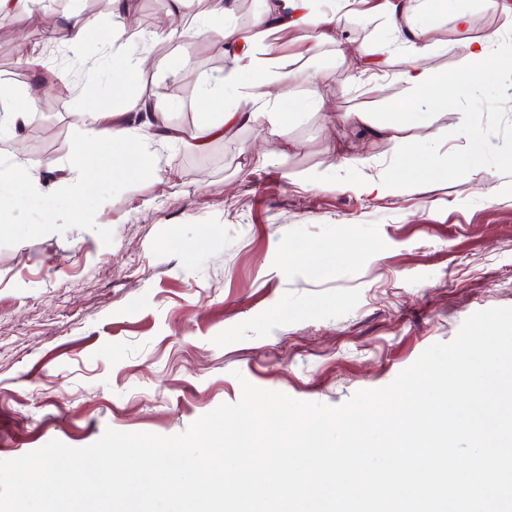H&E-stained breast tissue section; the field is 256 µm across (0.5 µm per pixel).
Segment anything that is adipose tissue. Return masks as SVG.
Here are the masks:
<instances>
[{
    "mask_svg": "<svg viewBox=\"0 0 512 512\" xmlns=\"http://www.w3.org/2000/svg\"><path fill=\"white\" fill-rule=\"evenodd\" d=\"M186 0H170L167 28L154 33L160 42L175 36L195 32L212 33L223 38L234 60L224 77L204 82L201 99L209 105L223 102L225 91H233L235 107L225 113L222 122L207 124L193 130L167 126L154 110L151 99L139 93H128L127 88L136 76L150 67L152 57L148 47L121 46L112 55L110 82L113 95L122 99L115 110H100L93 114L77 113V122L93 121L94 126L82 139L76 153L63 167L66 180L75 187H90L105 180L112 169L101 166L89 170L85 158L94 148H111L120 162L123 173L140 175L149 172L155 156L144 143L151 136L161 141L174 140L189 147L203 145L211 138L221 136L224 128L236 124H270L280 136H287L293 121L306 107H317L314 99L306 101L294 97L288 89V72L278 70L273 56H253L248 48L266 44L270 35L280 30L318 32L322 39H332L342 17L351 11L352 0H334L331 15H319L313 10V0H279L270 14L261 16L251 32L240 31L234 19V0H208L205 10L196 16H187ZM415 0H385L381 14L387 37L375 49L376 55L388 53L391 44L398 43L406 51L405 66L397 76L402 94L392 100L385 117L375 118L370 112H345L340 119L357 129H365L373 136L393 143L394 152L402 165L393 169L389 183L400 185L410 180L414 163L423 161L426 152L420 140L403 137L402 129L415 124V104L422 103L433 114L446 113L449 106L467 97L479 84H492L501 74L512 72V40L500 31H484L481 17L476 13L460 12L454 21L470 36L455 45V61L451 69L443 71L431 66L429 60L435 45L429 38L424 23L415 19ZM264 96L271 109L262 112L254 107L256 96Z\"/></svg>",
    "mask_w": 512,
    "mask_h": 512,
    "instance_id": "1",
    "label": "adipose tissue"
}]
</instances>
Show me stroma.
<instances>
[{
    "instance_id": "35a3bbf8",
    "label": "stroma",
    "mask_w": 512,
    "mask_h": 512,
    "mask_svg": "<svg viewBox=\"0 0 512 512\" xmlns=\"http://www.w3.org/2000/svg\"><path fill=\"white\" fill-rule=\"evenodd\" d=\"M454 0L427 14L433 63L451 68ZM167 0H137L117 23L111 0H15L0 27V81L39 103L0 157L23 160L39 189L0 188V460L58 440L87 446L112 428L183 432L242 395V381L302 401L341 405L391 383L429 346L452 341L471 314L512 307V90L485 87L447 113L409 129L436 164L462 167L478 134L493 196L480 177L449 175L367 195L397 159L391 144L341 123L342 112H385L401 92L399 50L379 64L388 77L359 81L336 61L333 42L305 31L274 33L293 93L318 100L288 138L270 125H238L198 149L148 141L160 169L116 176L84 198L88 221L72 223L75 190L48 173L43 152L67 161L82 137L74 114L109 108L106 72L85 82L78 56L46 43L40 16L79 15L95 31L87 55L111 61L114 44L137 43L167 24ZM41 59L66 100L41 97L21 54ZM136 85L170 126L217 121L199 97L230 59L221 39L158 43ZM264 148L250 172L246 150ZM367 157L359 169L343 160ZM332 171L331 182L299 177ZM353 254H337L342 239Z\"/></svg>"
}]
</instances>
